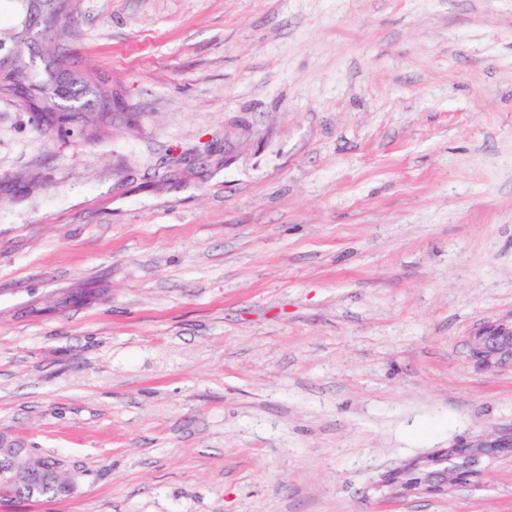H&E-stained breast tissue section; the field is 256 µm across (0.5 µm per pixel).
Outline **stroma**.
Here are the masks:
<instances>
[{
    "instance_id": "1",
    "label": "stroma",
    "mask_w": 512,
    "mask_h": 512,
    "mask_svg": "<svg viewBox=\"0 0 512 512\" xmlns=\"http://www.w3.org/2000/svg\"><path fill=\"white\" fill-rule=\"evenodd\" d=\"M125 108L0 94V432L76 475L0 512H512V0H73ZM468 360L477 371L512 369V323L487 322L467 337ZM510 444L494 441L482 443L476 447L453 448L451 453L461 462L457 463L451 470H448V478L440 479L435 485L436 491L447 493L456 485L478 478L482 474L483 457H491L504 448H511ZM476 448V449H471ZM512 449V448H511Z\"/></svg>"
}]
</instances>
